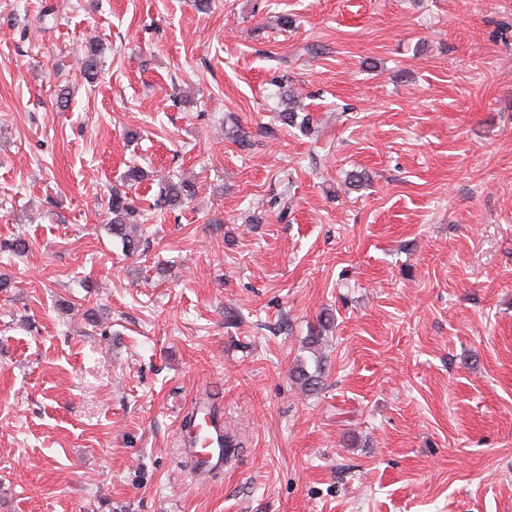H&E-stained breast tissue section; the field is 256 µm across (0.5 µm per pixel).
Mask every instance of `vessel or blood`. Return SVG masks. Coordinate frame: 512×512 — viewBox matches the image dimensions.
I'll use <instances>...</instances> for the list:
<instances>
[{"label":"vessel or blood","instance_id":"b4317fda","mask_svg":"<svg viewBox=\"0 0 512 512\" xmlns=\"http://www.w3.org/2000/svg\"><path fill=\"white\" fill-rule=\"evenodd\" d=\"M176 443L198 477H212L231 464L239 441L224 426V402L220 396L209 389L196 393L179 424Z\"/></svg>","mask_w":512,"mask_h":512}]
</instances>
